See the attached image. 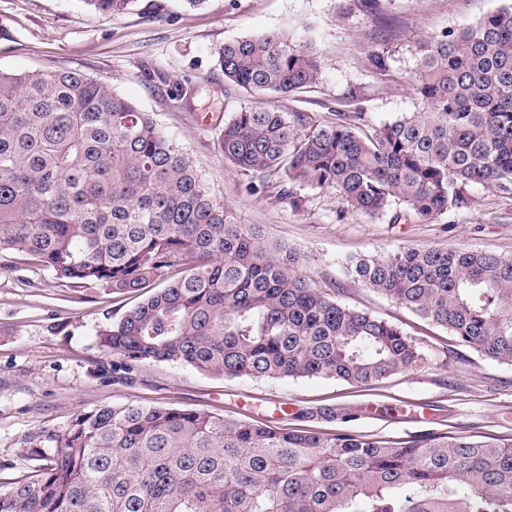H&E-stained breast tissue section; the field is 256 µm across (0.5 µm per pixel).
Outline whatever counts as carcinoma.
Listing matches in <instances>:
<instances>
[{
  "label": "carcinoma",
  "mask_w": 512,
  "mask_h": 512,
  "mask_svg": "<svg viewBox=\"0 0 512 512\" xmlns=\"http://www.w3.org/2000/svg\"><path fill=\"white\" fill-rule=\"evenodd\" d=\"M105 15L134 0H86ZM410 83L425 105L370 133L364 112L310 126L265 104L224 123V163L259 184L279 172L332 188L344 207L433 218L467 187L512 189V6L419 37ZM389 52L369 68L390 70ZM224 81L257 94L314 84L318 54L280 32L219 53ZM63 283L136 292L185 275L98 333L112 373L174 362L216 377H325L366 386L426 361L397 326L349 307L307 258L237 224L152 115L75 71L0 70V250ZM347 274L460 344L512 365V256L414 246L355 257ZM34 465L0 481V512H512V438L387 440L288 430L174 406L77 410L17 449Z\"/></svg>",
  "instance_id": "cac0c4a2"
}]
</instances>
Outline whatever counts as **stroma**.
<instances>
[{
  "mask_svg": "<svg viewBox=\"0 0 512 512\" xmlns=\"http://www.w3.org/2000/svg\"><path fill=\"white\" fill-rule=\"evenodd\" d=\"M512 0H135L105 16L85 0H0V69L74 70L108 84L150 112L192 156L214 196L236 223L309 257L305 272L342 303L398 326L425 352L424 366L367 387L332 378H220L172 362L145 361L128 382L112 378V358L98 347L101 327L141 302L144 292L61 283L33 256L0 251V461L31 434L60 427L79 409L103 403L174 405L269 422L339 428L390 439L427 431L512 436V365L485 359L441 327L378 295L346 273L348 259L403 246L512 255V192L470 186L467 209L430 218L404 212L400 222L344 210L335 190L295 186L281 196L277 174L260 191L251 175L225 166L219 136L237 112L269 104L308 113L320 127L336 120L349 88L370 126L421 110L408 82L409 45L471 25ZM279 31L310 44L321 73L308 88L262 97L225 82L218 56L225 42ZM389 51L387 75L367 69V55ZM334 411L335 419L323 416Z\"/></svg>",
  "mask_w": 512,
  "mask_h": 512,
  "instance_id": "obj_1",
  "label": "stroma"
}]
</instances>
